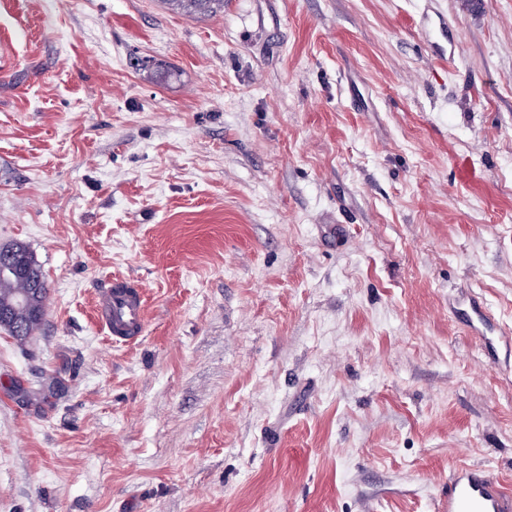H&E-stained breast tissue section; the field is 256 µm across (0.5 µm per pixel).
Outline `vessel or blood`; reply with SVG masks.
Returning <instances> with one entry per match:
<instances>
[{
  "label": "vessel or blood",
  "instance_id": "vessel-or-blood-1",
  "mask_svg": "<svg viewBox=\"0 0 512 512\" xmlns=\"http://www.w3.org/2000/svg\"><path fill=\"white\" fill-rule=\"evenodd\" d=\"M458 304L471 335L481 337L495 352L512 347V332L491 328L490 316L478 297H463ZM95 311L99 326L113 342L135 341L146 325L143 285L135 279L114 277L99 291ZM447 512H512V494L482 467L463 465L448 473Z\"/></svg>",
  "mask_w": 512,
  "mask_h": 512
}]
</instances>
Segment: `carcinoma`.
Instances as JSON below:
<instances>
[{
	"label": "carcinoma",
	"instance_id": "1",
	"mask_svg": "<svg viewBox=\"0 0 512 512\" xmlns=\"http://www.w3.org/2000/svg\"><path fill=\"white\" fill-rule=\"evenodd\" d=\"M176 10L189 14H205L224 6V0H167ZM10 248L20 252L27 270L0 272V314L9 320L0 326L19 340L34 335L45 316L43 302L48 288L42 270L29 247L15 242Z\"/></svg>",
	"mask_w": 512,
	"mask_h": 512
}]
</instances>
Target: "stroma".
I'll use <instances>...</instances> for the list:
<instances>
[{"label":"stroma","mask_w":512,"mask_h":512,"mask_svg":"<svg viewBox=\"0 0 512 512\" xmlns=\"http://www.w3.org/2000/svg\"><path fill=\"white\" fill-rule=\"evenodd\" d=\"M16 241L48 301L0 329V512H444L459 464L512 493V371L448 308L512 329V0H0ZM116 275L131 343L94 319ZM176 10L189 14H205L216 7L224 9V0H166ZM99 326L115 343L138 339L146 325L147 301L143 285L135 279L115 276L96 298Z\"/></svg>","instance_id":"obj_1"}]
</instances>
